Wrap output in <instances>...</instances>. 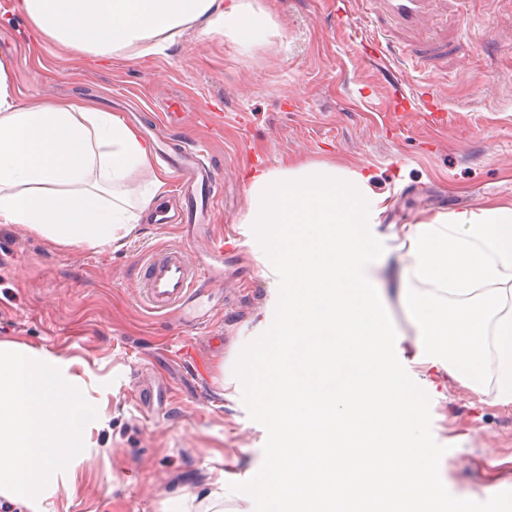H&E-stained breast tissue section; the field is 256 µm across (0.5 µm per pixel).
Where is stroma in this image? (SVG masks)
<instances>
[{
    "label": "stroma",
    "instance_id": "stroma-1",
    "mask_svg": "<svg viewBox=\"0 0 512 512\" xmlns=\"http://www.w3.org/2000/svg\"><path fill=\"white\" fill-rule=\"evenodd\" d=\"M268 40L243 45L189 28L163 52L106 64L52 40L30 46L28 20L0 14V61L20 102L83 100L108 112L125 97L140 125L188 112L182 137L206 144L223 173V203L203 231L143 214L121 248L49 244L22 224H0V341L73 360L107 429L89 433L53 512H266L256 490L273 444L248 386L234 399L223 379L232 355L256 351L267 286L237 246L250 168L329 164L368 169L390 195L377 227L387 269L401 265L391 225L512 203V0H428L408 27L378 0H251ZM377 38L386 61L360 58ZM442 96L454 120L430 121L420 88ZM223 239L216 252L215 239ZM180 246L188 261L220 271L188 323L137 300L141 259ZM421 436L444 462L448 501L470 512H512V410L474 406L420 384ZM240 479L218 482L227 464ZM494 486L487 498L480 490Z\"/></svg>",
    "mask_w": 512,
    "mask_h": 512
}]
</instances>
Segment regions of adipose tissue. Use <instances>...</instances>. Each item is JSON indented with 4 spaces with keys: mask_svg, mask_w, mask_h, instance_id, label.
I'll return each mask as SVG.
<instances>
[{
    "mask_svg": "<svg viewBox=\"0 0 512 512\" xmlns=\"http://www.w3.org/2000/svg\"><path fill=\"white\" fill-rule=\"evenodd\" d=\"M29 38L95 59L163 50L194 27L250 42L267 33L249 0H16ZM154 149L121 117L82 101L20 104L0 62V224L53 243L120 245L166 186ZM152 173L130 201L134 172ZM243 247L268 286L263 347L225 386L249 385L276 439L259 487L282 512H467L447 503L424 445L417 395L393 367L401 342L372 287L386 211L364 168L246 171ZM399 276L415 330L411 374L443 375L512 408V204L402 225Z\"/></svg>",
    "mask_w": 512,
    "mask_h": 512,
    "instance_id": "ef3b65f1",
    "label": "adipose tissue"
}]
</instances>
